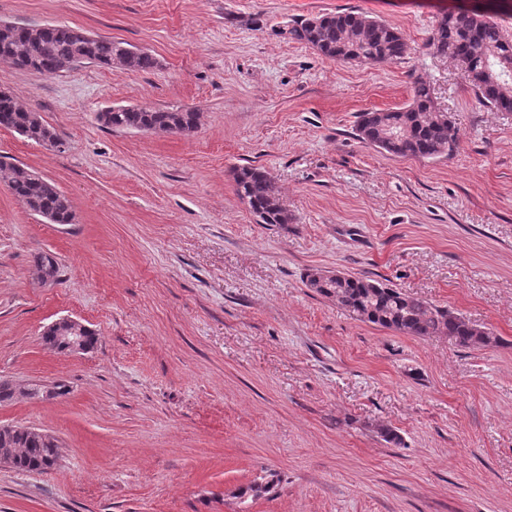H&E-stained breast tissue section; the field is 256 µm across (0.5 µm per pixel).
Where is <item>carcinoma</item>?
<instances>
[{
    "instance_id": "carcinoma-1",
    "label": "carcinoma",
    "mask_w": 512,
    "mask_h": 512,
    "mask_svg": "<svg viewBox=\"0 0 512 512\" xmlns=\"http://www.w3.org/2000/svg\"><path fill=\"white\" fill-rule=\"evenodd\" d=\"M84 30L67 25H10L0 27V60L17 67L55 75L74 65L78 56L105 67L147 71L156 59L149 52L110 37H81ZM288 38L311 46L320 55L346 62L382 64L402 59L409 50L403 35L377 16L346 11L305 18L286 31ZM436 51L451 57L473 91L477 103L498 112H512V36L502 25L477 9L459 7L438 20L431 37ZM109 129H150L192 132L199 115L193 110H163L124 106L99 117ZM0 128L12 130L36 143L56 146L54 131L36 112L0 91ZM356 131L365 143L398 157L437 159L458 148L457 131L441 111L431 88L417 81L411 101L391 111L362 112ZM238 196L258 224H289L271 174L255 166L234 172ZM0 181L31 211L52 224L71 223V202L55 185L35 172L0 162ZM36 271L56 275L59 267L49 254L37 256ZM307 284L359 320L401 334L425 338L446 335L463 348H491L500 338L480 329L460 314L421 297L407 295L372 279L348 276L341 281L311 273ZM0 455L11 468L44 473L58 463L59 446L29 430L0 435Z\"/></svg>"
}]
</instances>
